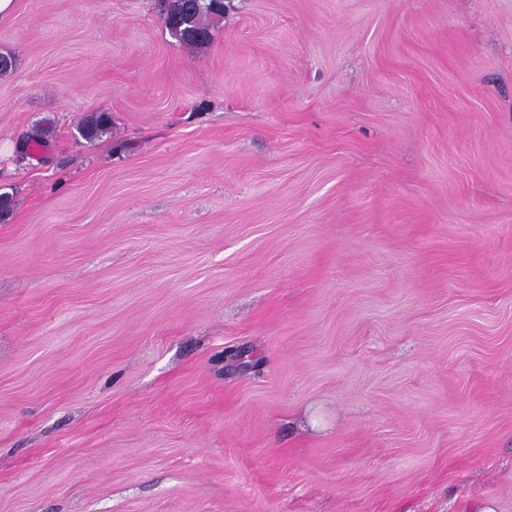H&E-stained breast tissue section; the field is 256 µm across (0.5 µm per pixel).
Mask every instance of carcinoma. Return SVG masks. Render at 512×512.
Wrapping results in <instances>:
<instances>
[{
  "instance_id": "1",
  "label": "carcinoma",
  "mask_w": 512,
  "mask_h": 512,
  "mask_svg": "<svg viewBox=\"0 0 512 512\" xmlns=\"http://www.w3.org/2000/svg\"><path fill=\"white\" fill-rule=\"evenodd\" d=\"M224 16V0H166L164 25L171 37L191 47L208 45L213 37L214 21ZM109 123L104 113H93L80 128L81 134L93 140Z\"/></svg>"
}]
</instances>
